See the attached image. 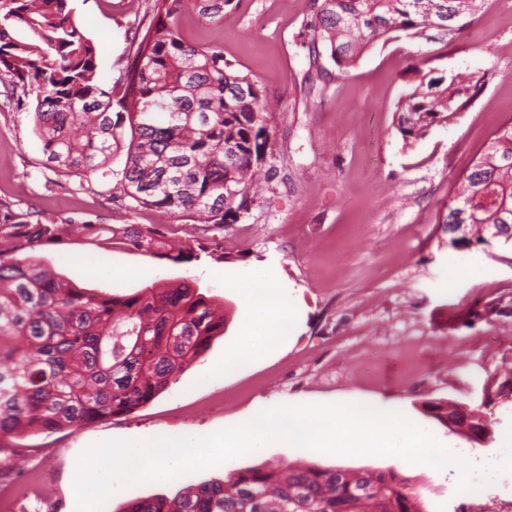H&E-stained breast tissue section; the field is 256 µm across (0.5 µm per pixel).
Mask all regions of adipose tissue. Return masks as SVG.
<instances>
[{
	"instance_id": "ef3b65f1",
	"label": "adipose tissue",
	"mask_w": 512,
	"mask_h": 512,
	"mask_svg": "<svg viewBox=\"0 0 512 512\" xmlns=\"http://www.w3.org/2000/svg\"><path fill=\"white\" fill-rule=\"evenodd\" d=\"M235 286L245 302V327L236 354L211 370L213 380L279 348L293 326L291 312L275 289L257 287L250 277L240 278Z\"/></svg>"
}]
</instances>
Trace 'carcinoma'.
I'll list each match as a JSON object with an SVG mask.
<instances>
[{"instance_id":"carcinoma-1","label":"carcinoma","mask_w":512,"mask_h":512,"mask_svg":"<svg viewBox=\"0 0 512 512\" xmlns=\"http://www.w3.org/2000/svg\"><path fill=\"white\" fill-rule=\"evenodd\" d=\"M232 0H151L150 20L135 30L134 56L116 84L118 98L97 81V48L76 25L75 0H0V82L38 91L33 130L43 165L59 176L112 175L113 199L130 210L151 208L200 224L237 221L254 203V176L266 162L271 113L249 75L233 68L224 48L196 46L178 19L191 11L211 23ZM485 0H313L300 33L309 70L321 76L330 58L344 72L375 40L393 31L435 30L474 15ZM397 104L396 129L414 142L459 118L485 77L414 70ZM125 151L123 168L111 159ZM444 223L461 224L453 245L489 243L512 226V121L496 131L448 203ZM71 218L32 223L0 215V442L23 434L81 428L149 403L170 380L224 334L200 287L155 283L128 295L92 294L54 275L27 251L68 235ZM102 245L120 241L173 263L199 257L203 246L166 249L153 224L110 229ZM428 404L469 431L487 429ZM123 512H421L409 480L393 471L318 465L232 469L222 480L192 483L173 497L130 501Z\"/></svg>"}]
</instances>
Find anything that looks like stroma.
Listing matches in <instances>:
<instances>
[{"label":"stroma","mask_w":512,"mask_h":512,"mask_svg":"<svg viewBox=\"0 0 512 512\" xmlns=\"http://www.w3.org/2000/svg\"><path fill=\"white\" fill-rule=\"evenodd\" d=\"M149 2L77 0L76 23L97 46L103 88L113 87L127 65ZM311 14L312 0H233L219 23L179 21L187 42L223 46L225 58L275 107L264 189L248 213L224 226L129 211L112 200L110 177L95 175L85 185L56 176L43 167L33 132L36 91L16 105L0 84V212L70 217L104 229L153 224L169 243L216 242L226 255L219 261L205 251L175 264L122 243L105 250L76 231L35 247L56 273L95 294L195 280L223 307L225 329L176 382L133 412L10 444L0 453L6 466L0 483L52 460L21 512H77V462L98 442L217 432L281 404L393 406L440 439H454L469 461L501 455L512 422V251L454 247L443 218L459 178L512 121V0L487 5L444 37L409 30L380 38L346 72L319 80L314 92L299 44ZM417 67L491 77L457 121L408 146L393 117ZM240 271L256 275L258 286H281L295 311L294 331L280 351L210 383L208 373L243 331V301L224 281ZM439 400L473 410L487 438L452 435L427 408ZM260 464L391 469L416 488L425 512H448L459 476L454 466L437 470L398 458L275 445L192 478L220 479L229 469Z\"/></svg>","instance_id":"35a3bbf8"}]
</instances>
